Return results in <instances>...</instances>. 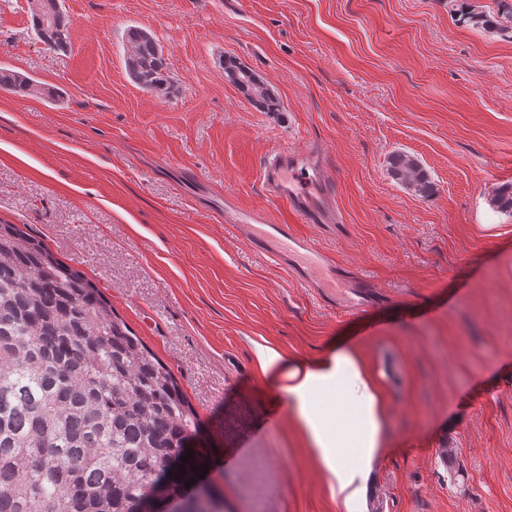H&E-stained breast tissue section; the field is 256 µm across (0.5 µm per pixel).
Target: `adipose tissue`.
<instances>
[{"instance_id":"ef3b65f1","label":"adipose tissue","mask_w":512,"mask_h":512,"mask_svg":"<svg viewBox=\"0 0 512 512\" xmlns=\"http://www.w3.org/2000/svg\"><path fill=\"white\" fill-rule=\"evenodd\" d=\"M263 374L295 401L298 423L328 475L329 487L345 512L366 502L367 478L380 446L382 395L364 365L345 348H331L317 360L286 359L257 346ZM343 413L348 426L338 436L328 422Z\"/></svg>"}]
</instances>
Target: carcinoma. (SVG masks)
I'll use <instances>...</instances> for the list:
<instances>
[{
	"label": "carcinoma",
	"mask_w": 512,
	"mask_h": 512,
	"mask_svg": "<svg viewBox=\"0 0 512 512\" xmlns=\"http://www.w3.org/2000/svg\"><path fill=\"white\" fill-rule=\"evenodd\" d=\"M28 10L37 41L71 48L64 4L42 0ZM460 20L512 33V5L496 15L464 6ZM125 42L132 81L167 96L172 77L155 37L133 27ZM224 74L259 110L280 111L270 88L236 60H225ZM0 89L23 96L36 84L0 66ZM388 174L416 196L436 192L408 154H392ZM490 203L512 214V184L493 187ZM197 430L179 381L101 290L18 225L0 223V512H132L146 501L169 512L168 503L192 500L203 484L191 466L207 453L181 460Z\"/></svg>",
	"instance_id": "carcinoma-1"
}]
</instances>
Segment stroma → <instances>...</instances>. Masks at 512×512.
I'll use <instances>...</instances> for the list:
<instances>
[{"label": "stroma", "instance_id": "obj_1", "mask_svg": "<svg viewBox=\"0 0 512 512\" xmlns=\"http://www.w3.org/2000/svg\"><path fill=\"white\" fill-rule=\"evenodd\" d=\"M459 0H65L70 51L0 0V222L83 273L173 372L233 512H342L256 345L320 357L350 344L384 396L366 512H512V38L460 23ZM151 32L165 98L125 68ZM232 57L277 94L257 110ZM59 89L52 101L47 90ZM308 154L334 175V221L298 230L355 277L340 315L292 266L257 254L228 202L282 223L259 160ZM418 158L420 198L388 173ZM281 404L277 425L263 416ZM0 89L14 92L21 96L36 90L33 79L11 68L0 66ZM388 174L416 196L425 198L436 192L435 183L428 171L408 154H392L388 161Z\"/></svg>", "mask_w": 512, "mask_h": 512}]
</instances>
